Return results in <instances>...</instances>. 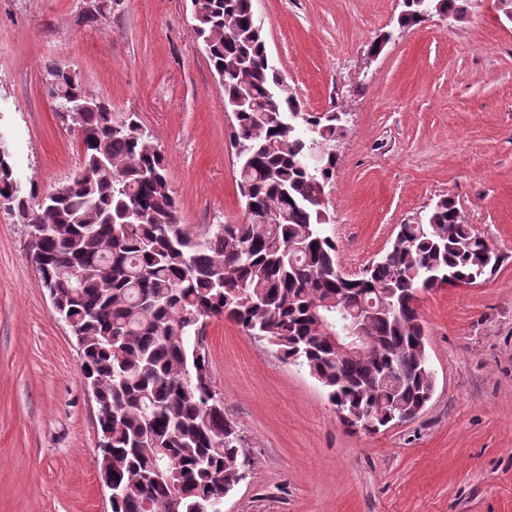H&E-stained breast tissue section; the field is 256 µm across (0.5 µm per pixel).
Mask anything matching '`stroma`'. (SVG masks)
<instances>
[{
    "instance_id": "1",
    "label": "stroma",
    "mask_w": 512,
    "mask_h": 512,
    "mask_svg": "<svg viewBox=\"0 0 512 512\" xmlns=\"http://www.w3.org/2000/svg\"><path fill=\"white\" fill-rule=\"evenodd\" d=\"M253 4L305 111L348 114L326 195L343 270L359 274L444 196L504 263L485 283L420 293L435 390L416 418L373 435L343 426L323 387L266 341L212 320V380L252 469L224 512H512V23L498 0L405 28L403 0ZM51 63L138 114L190 230L243 221L230 116L189 0H0V132L40 193L82 163L47 95ZM99 436L76 340L25 226L0 211V512H108Z\"/></svg>"
}]
</instances>
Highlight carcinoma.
I'll use <instances>...</instances> for the list:
<instances>
[{"instance_id":"carcinoma-1","label":"carcinoma","mask_w":512,"mask_h":512,"mask_svg":"<svg viewBox=\"0 0 512 512\" xmlns=\"http://www.w3.org/2000/svg\"><path fill=\"white\" fill-rule=\"evenodd\" d=\"M195 32L231 113L245 218L200 236L180 223L165 157L136 115L94 100L68 115L83 161L50 205L14 192L0 151V204L55 234L37 267L55 314L81 342L80 371L96 381L99 424L112 451L111 512H224L225 493L249 474L243 439L224 415L211 376L202 318H224L266 340L325 389L341 423L376 434L433 396L421 290L478 285L504 257L439 199L358 275L341 272L325 189L347 113L302 110L267 55L252 0H190ZM399 26L437 15L460 21L462 0H403ZM48 93L69 109L84 92L71 70L49 68ZM98 228L86 237V228ZM361 318L372 343L336 352V316Z\"/></svg>"}]
</instances>
